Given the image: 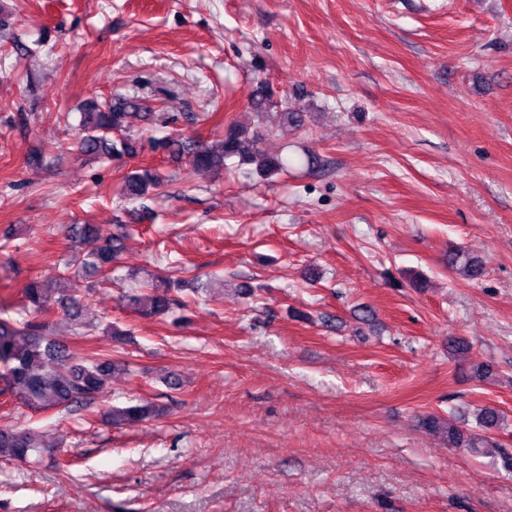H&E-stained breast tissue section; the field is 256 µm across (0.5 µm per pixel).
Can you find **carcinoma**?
I'll return each instance as SVG.
<instances>
[{"mask_svg":"<svg viewBox=\"0 0 512 512\" xmlns=\"http://www.w3.org/2000/svg\"><path fill=\"white\" fill-rule=\"evenodd\" d=\"M253 107L259 112L273 110L280 122L294 127L304 126L307 117L304 112L290 110L288 101L281 99L270 86L261 90ZM151 116L152 113L135 97L116 98L101 106L93 104L82 113L76 138L77 150L93 157L134 156L138 153L139 140L131 135L133 121L147 124ZM254 141L255 137L246 136V130L229 125L224 129V136L212 144L168 137L158 147L188 158L193 168L204 171L221 170L226 161L235 158L240 165L255 166V173L264 177L287 166V162L279 157L269 158L253 150ZM159 183L157 171L150 166H142L125 176L122 196L129 200L140 199ZM127 235L126 224H115L106 232L93 224L67 225L65 237L68 240L73 243L91 241L95 246L65 263L63 272L75 269L92 278H112L120 268L119 260ZM450 265L469 278L481 272L478 260L459 252L450 259ZM149 288L147 293L124 297L126 306L141 317L153 318L186 307L181 299L171 294V282L162 278ZM51 291L50 283L33 280L18 304L20 319L0 318V395H10L35 414L45 411L70 414L94 403L112 377V371L122 364L114 361L108 353L87 356L60 343L51 336L50 325L43 316L54 307L59 309L80 335L99 328L114 337L123 336V332L110 324L102 328L89 321V305L83 299L63 295L49 301L48 293ZM159 414V406L146 399L124 407L109 406L104 411L105 420L116 427L139 424ZM419 425L439 435L451 448H476L480 444L497 447L487 437L470 433L433 413L420 417ZM57 447L59 444L46 440L44 432L37 429L0 427V460L26 464L31 462L33 455Z\"/></svg>","mask_w":512,"mask_h":512,"instance_id":"cac0c4a2","label":"carcinoma"}]
</instances>
